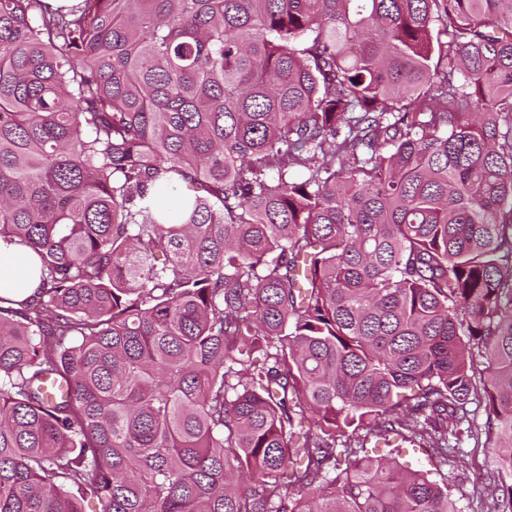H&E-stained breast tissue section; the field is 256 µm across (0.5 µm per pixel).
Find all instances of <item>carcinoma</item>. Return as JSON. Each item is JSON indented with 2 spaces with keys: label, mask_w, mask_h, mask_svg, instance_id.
Instances as JSON below:
<instances>
[{
  "label": "carcinoma",
  "mask_w": 512,
  "mask_h": 512,
  "mask_svg": "<svg viewBox=\"0 0 512 512\" xmlns=\"http://www.w3.org/2000/svg\"><path fill=\"white\" fill-rule=\"evenodd\" d=\"M0 236V512H512V0H0ZM27 268L32 269L27 277ZM38 282L37 259L22 246L0 238V297L21 301L33 293ZM397 461L407 469L421 471L436 480H448V484L459 488L454 490L457 506L462 512H470L468 507L473 494H488L492 490L489 484L488 471L494 468L490 455L482 452L468 453L463 459L448 460V466L438 467L436 462L425 451L409 448ZM463 494V497L461 496Z\"/></svg>",
  "instance_id": "carcinoma-1"
}]
</instances>
